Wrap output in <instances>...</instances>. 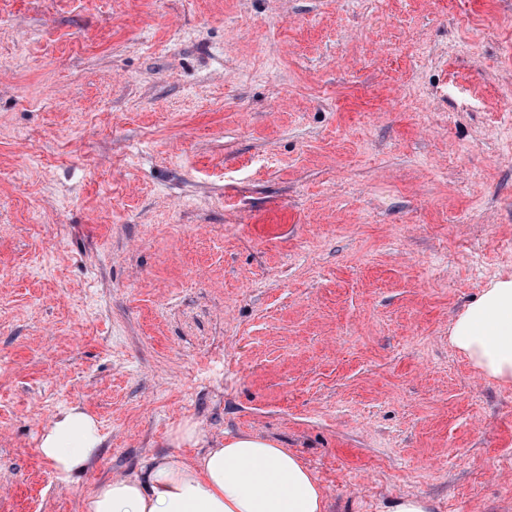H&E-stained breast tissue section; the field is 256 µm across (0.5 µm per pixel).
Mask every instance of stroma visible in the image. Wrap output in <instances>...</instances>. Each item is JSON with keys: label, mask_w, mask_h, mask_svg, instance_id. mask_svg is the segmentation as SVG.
Returning <instances> with one entry per match:
<instances>
[{"label": "stroma", "mask_w": 512, "mask_h": 512, "mask_svg": "<svg viewBox=\"0 0 512 512\" xmlns=\"http://www.w3.org/2000/svg\"><path fill=\"white\" fill-rule=\"evenodd\" d=\"M507 244L512 0H0V512H82L186 422L329 512H512V383L448 337ZM102 442L97 419L74 405L59 411L43 426L37 451L60 479L74 481L87 472Z\"/></svg>", "instance_id": "35a3bbf8"}]
</instances>
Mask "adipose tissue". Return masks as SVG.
Here are the masks:
<instances>
[{"instance_id":"obj_1","label":"adipose tissue","mask_w":512,"mask_h":512,"mask_svg":"<svg viewBox=\"0 0 512 512\" xmlns=\"http://www.w3.org/2000/svg\"><path fill=\"white\" fill-rule=\"evenodd\" d=\"M450 341L489 378L512 381V275L494 280L458 314ZM103 442L97 419L69 406L42 428L38 453L60 479L84 475ZM304 462L276 441L240 433L187 458L144 459L136 473L100 483L83 512H325Z\"/></svg>"}]
</instances>
